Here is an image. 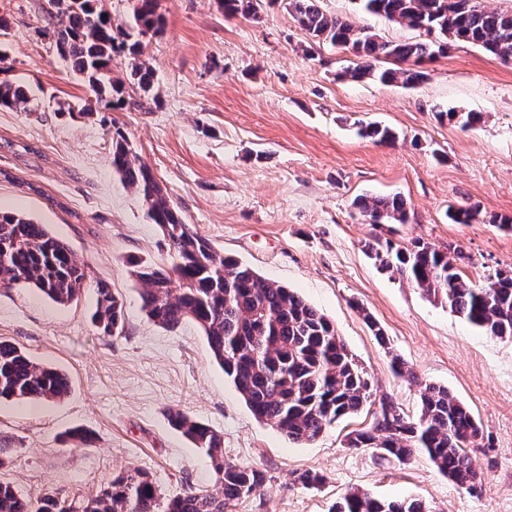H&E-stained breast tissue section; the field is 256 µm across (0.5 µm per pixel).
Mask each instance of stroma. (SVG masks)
I'll return each instance as SVG.
<instances>
[{"mask_svg":"<svg viewBox=\"0 0 512 512\" xmlns=\"http://www.w3.org/2000/svg\"><path fill=\"white\" fill-rule=\"evenodd\" d=\"M45 4L0 0V67L28 90L26 111L0 109V210L66 242L92 280L122 301L125 323L118 336L96 327L91 287L65 306L29 285L0 288V340L65 373L71 386L55 401H0V434L14 448L0 478L34 498H85L134 468L153 475L167 497L212 488L208 456L169 424L179 410L223 435L226 460L264 478L226 512H332L357 489L419 498L433 512H512V340L486 335L381 272L365 250L377 238L456 244L459 266L475 282L512 267V232L490 222L512 216V62L454 44L426 63L420 85L350 82L339 73L354 55L314 43L285 0H262L253 17L225 14L221 0H158L163 27L142 39L153 85L145 92L129 83L127 57H113L128 103L110 111L97 107L44 35ZM320 7L389 41L419 37L362 13L358 0ZM84 107L91 115L69 116ZM449 109L484 119L473 128L437 119ZM372 122L392 128L396 140L359 137L358 127ZM117 129L193 232L332 321L378 394L417 415V387L392 371L397 356L471 410L484 433L475 453L479 494L424 456L399 466L348 447V434L371 423L368 412L311 443L288 440L253 415L193 322L168 329L147 319L132 265L173 259L141 196L112 170ZM395 194L406 201L407 223H368L354 205L360 196ZM452 205L477 207L478 222L450 223ZM366 311L387 345L364 322ZM75 427L92 434V447L64 443ZM304 470L322 473L323 485L299 484Z\"/></svg>","mask_w":512,"mask_h":512,"instance_id":"stroma-1","label":"stroma"}]
</instances>
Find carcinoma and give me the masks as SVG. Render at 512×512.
<instances>
[{"mask_svg": "<svg viewBox=\"0 0 512 512\" xmlns=\"http://www.w3.org/2000/svg\"><path fill=\"white\" fill-rule=\"evenodd\" d=\"M69 10L48 14L44 35L58 56L68 62L104 102L107 110L126 104L125 84L112 78V58L132 60L131 76L143 90L154 75L140 61L141 38L162 28L157 0H135L133 21L114 24L94 0H71ZM258 0H223L224 12L249 16ZM361 10L404 24L424 34L408 42L383 39L370 28L331 16L319 0H288V11L311 37L353 50L359 61L341 71L350 81H399L406 87L423 83L420 65L448 52L452 43H468L503 61H512V11L501 12L478 0H359ZM412 63L400 69H382L384 59ZM24 86L0 79V109L24 110ZM437 116L463 127L481 123L479 112L439 111ZM359 135L376 142L391 141L395 132L369 124ZM112 170L141 195L149 218L160 229L174 263L170 269L132 263L141 284V310L155 324L175 327L195 323L206 337L214 359L258 419L280 429L289 440H316L339 419L379 404L372 425L348 435L350 448H372L378 457L399 464L417 454L469 494L482 489V480L470 449L482 447V430L467 407L445 386L421 383L398 356L392 357L395 375L420 387V410L410 417L387 399H376L374 385L333 324L298 293L266 279L237 258L224 254L194 233L155 179L150 167L129 146L125 134L112 135ZM371 224H404L406 202L399 196L363 197L355 203ZM475 206L451 207L454 224L478 221ZM378 268L408 281L426 297L489 336L512 339V268L497 269L483 284H475L456 266L459 249L441 250L416 241L401 247L387 240L367 246ZM87 274L70 247L44 224L28 217L0 212V286L32 285L53 302L66 305L78 299ZM93 321L103 334L124 328L123 303L98 281ZM65 374L33 361L25 352L0 341V398L49 401L68 395ZM173 428L195 448L219 463L222 476L214 488H189L162 496L153 477L140 469L117 475L98 494L79 501L45 494L33 499L9 481L0 480V512H225L227 506L258 492L262 476L253 469L224 459L223 436L181 411L169 413ZM336 512H432L419 499L384 500L368 491L341 497Z\"/></svg>", "mask_w": 512, "mask_h": 512, "instance_id": "obj_1", "label": "carcinoma"}]
</instances>
